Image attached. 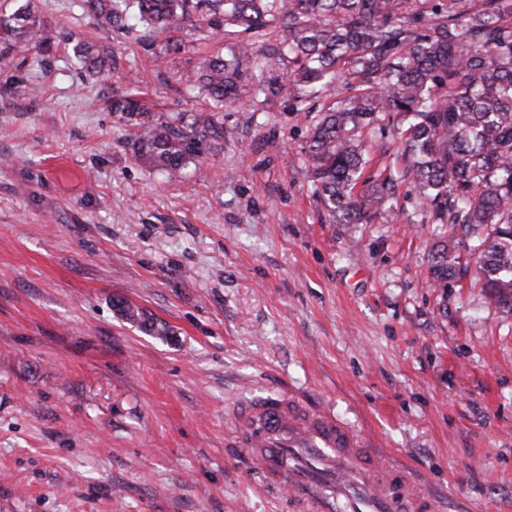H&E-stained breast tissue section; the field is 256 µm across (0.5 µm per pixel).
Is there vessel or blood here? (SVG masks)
<instances>
[{
	"label": "vessel or blood",
	"mask_w": 512,
	"mask_h": 512,
	"mask_svg": "<svg viewBox=\"0 0 512 512\" xmlns=\"http://www.w3.org/2000/svg\"><path fill=\"white\" fill-rule=\"evenodd\" d=\"M229 417L232 447L260 460L265 486L285 491L293 512H441L411 472L295 392L242 400Z\"/></svg>",
	"instance_id": "1"
}]
</instances>
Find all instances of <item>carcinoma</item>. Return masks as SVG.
I'll list each match as a JSON object with an SVG mask.
<instances>
[{"mask_svg":"<svg viewBox=\"0 0 512 512\" xmlns=\"http://www.w3.org/2000/svg\"><path fill=\"white\" fill-rule=\"evenodd\" d=\"M108 26L149 32L206 29L210 35L263 38L280 29L274 50L288 62L276 77L248 88L238 56L201 59L182 76L187 90L208 102L201 112L166 119L136 95L112 100V112L132 129L136 156L168 179L203 155L224 149L227 105L248 93L288 95L310 114L323 95L319 119L304 148L314 193L332 223L371 224L399 185L409 184L435 224L465 237L484 235L475 257L483 287L512 309V0H84ZM37 39L47 51L55 36L43 27L33 0H16L0 14V41ZM81 69L95 75L117 65L104 47L72 48ZM387 119L396 125H385ZM393 130L400 153L375 175L366 138ZM466 266L441 241L429 273L442 283ZM122 317L141 320L163 337L167 325L124 302Z\"/></svg>","mask_w":512,"mask_h":512,"instance_id":"1","label":"carcinoma"}]
</instances>
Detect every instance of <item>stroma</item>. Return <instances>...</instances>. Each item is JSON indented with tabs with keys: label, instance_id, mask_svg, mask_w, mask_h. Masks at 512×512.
Masks as SVG:
<instances>
[{
	"label": "stroma",
	"instance_id": "stroma-1",
	"mask_svg": "<svg viewBox=\"0 0 512 512\" xmlns=\"http://www.w3.org/2000/svg\"><path fill=\"white\" fill-rule=\"evenodd\" d=\"M58 45L0 46V512H289L230 447L232 405L286 387L417 474L446 512H512V311L477 267L436 286L450 239L398 189L332 224L285 96L224 110V149L167 180L112 96L166 115L178 81L251 38L116 30L82 0H35ZM117 69L86 76L79 40ZM165 322L166 338L117 301Z\"/></svg>",
	"mask_w": 512,
	"mask_h": 512
}]
</instances>
